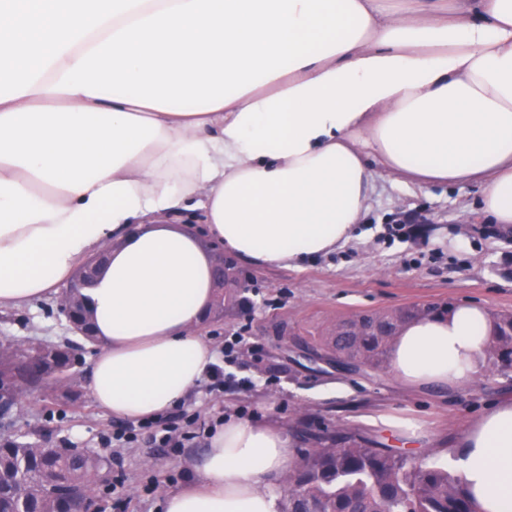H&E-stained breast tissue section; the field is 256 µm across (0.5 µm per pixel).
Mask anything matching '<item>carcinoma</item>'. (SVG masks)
<instances>
[{
  "mask_svg": "<svg viewBox=\"0 0 512 512\" xmlns=\"http://www.w3.org/2000/svg\"><path fill=\"white\" fill-rule=\"evenodd\" d=\"M449 300L411 304L389 311L357 312L336 319L315 345V355L359 368L384 370L393 337L409 321L445 314ZM492 339L484 369L512 373V313H490ZM73 342L18 345L0 343V393L41 391L65 377ZM300 465L288 480L281 512H474L460 478L446 469L410 464L390 448L373 447L343 432L309 437ZM101 459L89 454H47L35 443L0 438V512H69L91 496Z\"/></svg>",
  "mask_w": 512,
  "mask_h": 512,
  "instance_id": "carcinoma-1",
  "label": "carcinoma"
}]
</instances>
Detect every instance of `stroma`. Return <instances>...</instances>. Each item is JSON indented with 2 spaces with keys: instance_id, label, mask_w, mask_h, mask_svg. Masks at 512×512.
I'll use <instances>...</instances> for the list:
<instances>
[{
  "instance_id": "stroma-1",
  "label": "stroma",
  "mask_w": 512,
  "mask_h": 512,
  "mask_svg": "<svg viewBox=\"0 0 512 512\" xmlns=\"http://www.w3.org/2000/svg\"><path fill=\"white\" fill-rule=\"evenodd\" d=\"M476 196L473 188L459 192L445 186L414 196L385 174L376 182L365 223L341 250L297 269L245 266L254 288L224 314H210L204 333L220 349L226 335L245 331L248 342L265 345L267 355L260 362L249 353L241 355L238 373L252 380L251 389L230 385L213 395L200 386L190 398L191 409L208 418L248 408L254 420L282 430L299 456L310 446L309 434L343 428L373 445L398 448L409 462L446 466L447 450L470 419L487 403L512 400V376L481 372L471 384L449 393L415 389L385 370H345L314 360L291 337L321 336L336 319L356 312L438 299L479 301L490 311L512 313V233H482L471 211ZM406 217L418 220L414 234L389 236L388 225ZM71 335L58 294L0 309V340L58 343ZM94 352L93 345H86L83 362L70 369L71 382L57 389L54 401L38 392L20 394L12 433L53 444L66 437L102 458L117 488L97 491L94 512H160L162 493L193 478L205 443L194 441L175 452L142 437L121 448L104 447L101 435L120 420L101 410L87 390ZM384 417L419 426L427 440L418 447L400 444L381 425Z\"/></svg>"
}]
</instances>
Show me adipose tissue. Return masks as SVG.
Wrapping results in <instances>:
<instances>
[{
	"label": "adipose tissue",
	"instance_id": "ef3b65f1",
	"mask_svg": "<svg viewBox=\"0 0 512 512\" xmlns=\"http://www.w3.org/2000/svg\"><path fill=\"white\" fill-rule=\"evenodd\" d=\"M384 173L477 188L483 221L512 227V0H0V308L111 248L85 295L88 389L112 416L172 410L216 359L213 266L183 221L297 268L352 238ZM489 317L409 322L390 375L470 384ZM448 461L476 512H512V402ZM295 462L279 429L229 419L162 512H281L265 478Z\"/></svg>",
	"mask_w": 512,
	"mask_h": 512
}]
</instances>
